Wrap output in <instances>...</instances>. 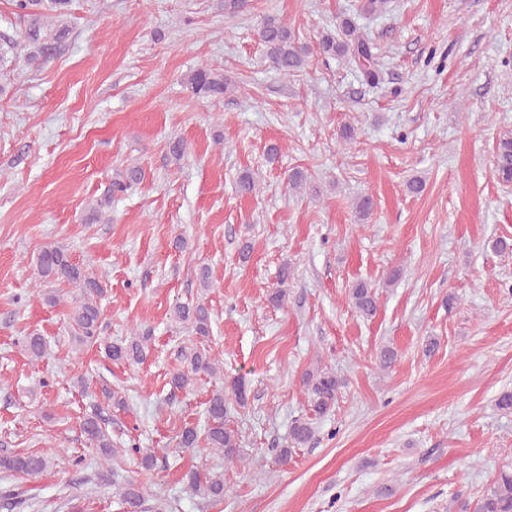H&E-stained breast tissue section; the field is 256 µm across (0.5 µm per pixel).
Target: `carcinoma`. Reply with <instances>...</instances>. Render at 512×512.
I'll list each match as a JSON object with an SVG mask.
<instances>
[{
    "label": "carcinoma",
    "instance_id": "obj_1",
    "mask_svg": "<svg viewBox=\"0 0 512 512\" xmlns=\"http://www.w3.org/2000/svg\"><path fill=\"white\" fill-rule=\"evenodd\" d=\"M14 13L26 22L24 30L12 42L15 60L28 65L38 63L49 54L51 44H61L69 36L65 25L53 24L54 18L64 15L70 0H11ZM335 35L324 34L320 41V51L325 56L346 58L353 61L370 62L372 59L371 42L358 31L355 23L343 19ZM260 41L267 47V57L272 66L285 75H292L305 65L307 49L296 43L288 24L278 18L264 20L259 28ZM192 92L201 98L217 97L226 92L230 83L224 77V69L211 64H203L187 78ZM495 170L499 178L512 183V133L502 135L495 146ZM142 180V169L138 166L126 167L113 173L103 198L97 206L91 208L87 221L94 223L102 216L104 206L112 201V196L124 193L133 184ZM37 279L42 282L60 281L76 288V311L72 317L71 333L81 344H92L99 339L100 308L99 300L106 293L103 282L90 276L84 267L71 258L70 253L60 247H46L38 254L35 265ZM290 272L283 268L279 275V287L269 294V302L280 304L287 295L285 284ZM351 303L362 317H372L377 311V295L373 287L365 282H357L350 289ZM177 318L189 325L195 340L180 346L177 357L182 366L171 373L169 384L174 390H185L198 376H216L220 373V361L206 346L210 334V313L204 304L180 305L176 308ZM151 333L135 332L124 339L104 345V354L116 363L129 367L142 364L149 352ZM23 350L32 361L45 356L46 342L36 333L22 339ZM304 393L310 406L311 415L294 419L289 430V446L279 449L278 458L288 461L292 449L311 443L316 435L314 418L328 414L336 404L343 381L326 368L317 367L307 370L302 376ZM209 423L204 431L185 426L178 434L177 447L197 448L199 440L205 447L224 457V462L234 465L242 461L238 437L224 425L226 399L224 387L213 390L207 402ZM81 432L90 448L110 469L121 464L128 457L139 459L144 469L154 466L155 455L149 448L136 443L118 444L112 440L108 424L99 411L86 415L81 423ZM50 459L46 454H14L0 456V470L13 473L23 479H33L42 475L49 467ZM189 488L208 504L224 501L227 488L224 475H200L193 471L189 474ZM125 512H144L143 506L148 496L144 483L130 479L116 488ZM473 512H512V469H503L489 484L483 494L474 501Z\"/></svg>",
    "mask_w": 512,
    "mask_h": 512
}]
</instances>
